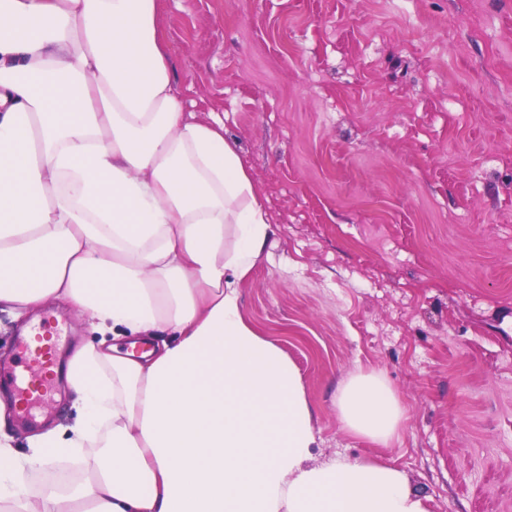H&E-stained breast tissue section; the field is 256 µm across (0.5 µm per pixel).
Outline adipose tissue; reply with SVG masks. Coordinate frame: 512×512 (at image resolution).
<instances>
[{"instance_id":"obj_1","label":"adipose tissue","mask_w":512,"mask_h":512,"mask_svg":"<svg viewBox=\"0 0 512 512\" xmlns=\"http://www.w3.org/2000/svg\"><path fill=\"white\" fill-rule=\"evenodd\" d=\"M161 7L0 0V313L70 307L94 334L66 362L74 421L23 453L0 430V512H429L396 467L313 463L299 371L239 303L274 226L223 120L188 112ZM336 412L382 444L406 414L374 373ZM77 456L82 481L30 490Z\"/></svg>"}]
</instances>
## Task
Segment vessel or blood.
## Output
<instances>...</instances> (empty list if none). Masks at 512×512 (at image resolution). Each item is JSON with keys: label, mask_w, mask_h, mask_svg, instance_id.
<instances>
[{"label": "vessel or blood", "mask_w": 512, "mask_h": 512, "mask_svg": "<svg viewBox=\"0 0 512 512\" xmlns=\"http://www.w3.org/2000/svg\"><path fill=\"white\" fill-rule=\"evenodd\" d=\"M49 343L33 351L23 349L18 367H0V386L12 395L17 407L19 423H27L33 407L44 402L52 387L53 367L60 346L62 330L47 329Z\"/></svg>", "instance_id": "b4317fda"}]
</instances>
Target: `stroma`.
Here are the masks:
<instances>
[{
  "label": "stroma",
  "instance_id": "35a3bbf8",
  "mask_svg": "<svg viewBox=\"0 0 512 512\" xmlns=\"http://www.w3.org/2000/svg\"><path fill=\"white\" fill-rule=\"evenodd\" d=\"M189 111L275 227L241 285L299 370L314 462L402 470L429 512H512V0H164ZM406 409L349 433L352 374ZM70 412L65 381L16 441ZM336 412L348 432L382 444L398 434L406 414L395 392L374 373L354 374L343 384Z\"/></svg>",
  "mask_w": 512,
  "mask_h": 512
}]
</instances>
